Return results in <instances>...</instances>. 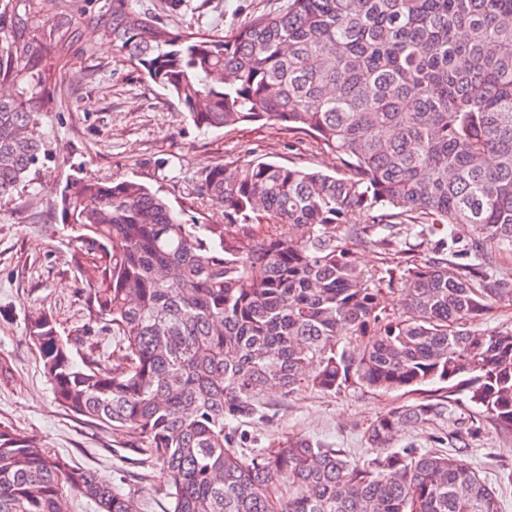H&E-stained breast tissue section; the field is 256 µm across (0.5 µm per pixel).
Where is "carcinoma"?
I'll return each instance as SVG.
<instances>
[{
	"instance_id": "1",
	"label": "carcinoma",
	"mask_w": 512,
	"mask_h": 512,
	"mask_svg": "<svg viewBox=\"0 0 512 512\" xmlns=\"http://www.w3.org/2000/svg\"><path fill=\"white\" fill-rule=\"evenodd\" d=\"M40 2L0 0V85L16 88L0 94V202L50 157L42 117L75 35L76 0L34 26ZM101 24L197 128L283 126L347 174L219 162L197 178L224 203L205 224L136 181L72 177L55 208L118 350L79 363L33 312L25 335L56 402L124 438L165 512H501L497 489L439 446L478 432L477 414L512 434V328L478 326L512 299V0H284L228 39L112 0ZM363 247L380 254L371 269ZM352 386L419 395L370 423L364 462L305 437L254 449L233 425L264 417L272 391ZM444 422L437 447H394ZM73 495L140 512L0 425V512H66Z\"/></svg>"
}]
</instances>
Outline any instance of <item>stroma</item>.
<instances>
[{
	"instance_id": "obj_1",
	"label": "stroma",
	"mask_w": 512,
	"mask_h": 512,
	"mask_svg": "<svg viewBox=\"0 0 512 512\" xmlns=\"http://www.w3.org/2000/svg\"><path fill=\"white\" fill-rule=\"evenodd\" d=\"M106 0H80V23L71 54L56 62L60 82L51 91L43 119L54 156L33 187L0 203V424L37 438L96 470L124 493L162 512L158 479L141 480L124 458L120 436L57 405L39 352L25 336L28 316L49 310L76 356L96 348L112 358V338L91 313L90 290L73 261L78 248L57 220L54 204L70 176L132 179L160 190L192 219L219 218V202L198 197L196 177L218 162L259 156L284 165L345 175L335 155L308 135L276 125L242 124L204 131L148 81L105 38L98 19ZM132 0L173 30L202 29L230 36L250 18L273 9L276 0ZM93 47V55L82 47ZM409 395L351 387L332 395L304 388L284 398L264 397L270 415L263 424L243 423L255 448L284 438L309 437L347 451L356 461L374 457L365 430L379 413L409 402ZM465 462L502 488V512H512V434L484 425L468 441Z\"/></svg>"
}]
</instances>
